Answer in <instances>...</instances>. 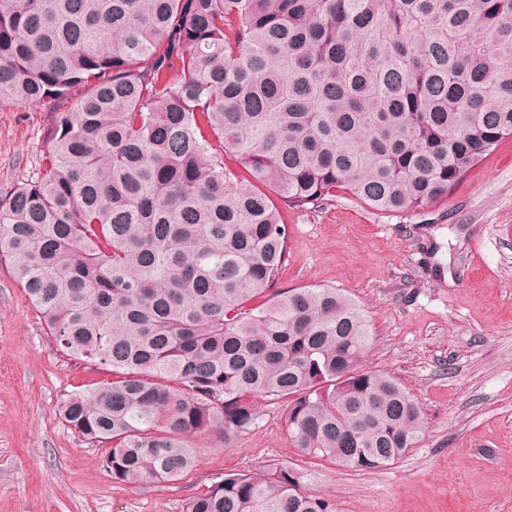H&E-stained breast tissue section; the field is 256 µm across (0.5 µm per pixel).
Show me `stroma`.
Returning <instances> with one entry per match:
<instances>
[{"label":"stroma","mask_w":512,"mask_h":512,"mask_svg":"<svg viewBox=\"0 0 512 512\" xmlns=\"http://www.w3.org/2000/svg\"><path fill=\"white\" fill-rule=\"evenodd\" d=\"M51 112L0 106V195L36 177ZM284 216L279 289L332 287L365 311L368 366L423 409L418 447L374 472L318 464L294 447L284 402L266 398L258 427L232 444L194 438L197 466L181 479L115 482L104 445L59 415L111 372L63 352L0 266V512H182L216 478L276 463L303 467L307 489L337 512H512V137L418 212L381 214L344 194Z\"/></svg>","instance_id":"1"}]
</instances>
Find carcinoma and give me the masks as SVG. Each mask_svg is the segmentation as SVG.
I'll return each mask as SVG.
<instances>
[{
	"instance_id": "carcinoma-1",
	"label": "carcinoma",
	"mask_w": 512,
	"mask_h": 512,
	"mask_svg": "<svg viewBox=\"0 0 512 512\" xmlns=\"http://www.w3.org/2000/svg\"><path fill=\"white\" fill-rule=\"evenodd\" d=\"M51 101L37 177L0 197L6 263L51 336L112 381L60 415L112 480L180 479L192 438L287 403L303 456L390 466L423 410L370 368L335 288H276L282 209L448 195L512 136V0H0V106ZM232 154L245 169L224 165ZM182 512H336L274 464Z\"/></svg>"
}]
</instances>
